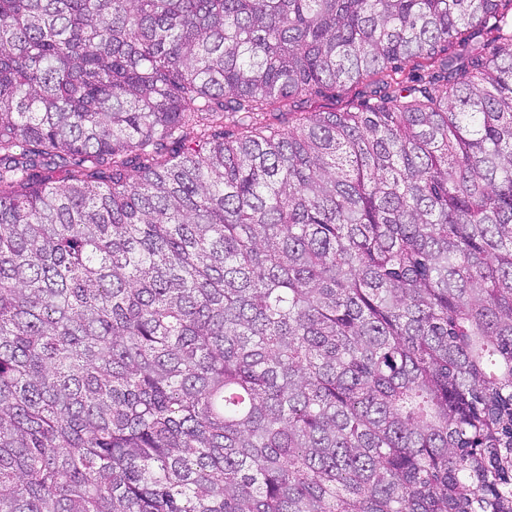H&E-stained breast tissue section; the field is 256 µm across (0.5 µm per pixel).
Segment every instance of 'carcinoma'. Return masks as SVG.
I'll return each mask as SVG.
<instances>
[{
	"label": "carcinoma",
	"instance_id": "carcinoma-1",
	"mask_svg": "<svg viewBox=\"0 0 512 512\" xmlns=\"http://www.w3.org/2000/svg\"><path fill=\"white\" fill-rule=\"evenodd\" d=\"M0 512H512V0H0ZM371 96H369V88L365 84H360L350 91L339 92L336 90H325L321 95L313 96L307 103V110L310 112L322 111L327 107H335L336 110L344 108L349 103L355 107L372 103ZM350 107V105H348Z\"/></svg>",
	"mask_w": 512,
	"mask_h": 512
}]
</instances>
